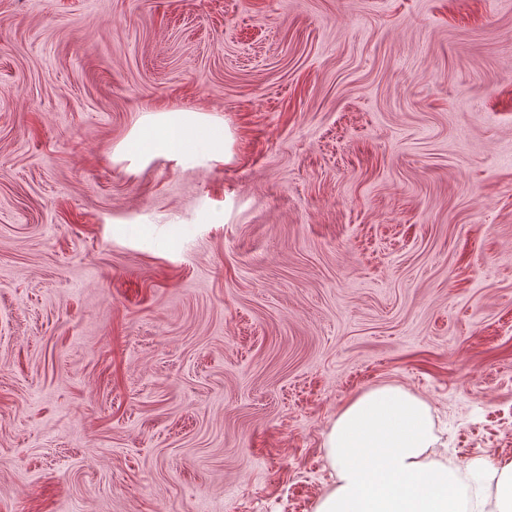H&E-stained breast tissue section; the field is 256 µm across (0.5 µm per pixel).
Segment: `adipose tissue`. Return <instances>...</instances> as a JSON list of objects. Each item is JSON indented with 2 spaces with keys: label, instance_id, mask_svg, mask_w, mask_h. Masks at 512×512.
I'll use <instances>...</instances> for the list:
<instances>
[{
  "label": "adipose tissue",
  "instance_id": "adipose-tissue-1",
  "mask_svg": "<svg viewBox=\"0 0 512 512\" xmlns=\"http://www.w3.org/2000/svg\"><path fill=\"white\" fill-rule=\"evenodd\" d=\"M205 150L228 158L222 128L192 110L149 115L130 153L180 159ZM428 404L396 386L363 392L337 415L327 436L336 485L316 512H512V463L481 458L466 466L436 465Z\"/></svg>",
  "mask_w": 512,
  "mask_h": 512
}]
</instances>
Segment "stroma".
<instances>
[{
    "instance_id": "35a3bbf8",
    "label": "stroma",
    "mask_w": 512,
    "mask_h": 512,
    "mask_svg": "<svg viewBox=\"0 0 512 512\" xmlns=\"http://www.w3.org/2000/svg\"><path fill=\"white\" fill-rule=\"evenodd\" d=\"M382 385L512 462V0H0V512H316ZM128 144V151L143 157L164 154L179 160L203 148L208 155L230 159L224 130L205 122L192 110L153 111Z\"/></svg>"
}]
</instances>
